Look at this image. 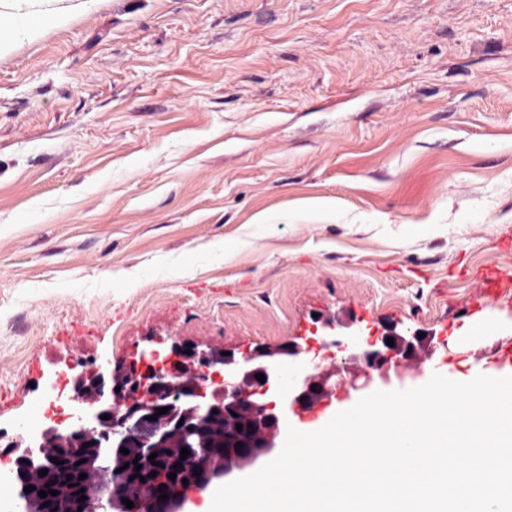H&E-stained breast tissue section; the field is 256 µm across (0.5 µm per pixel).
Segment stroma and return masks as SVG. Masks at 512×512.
Listing matches in <instances>:
<instances>
[{
	"instance_id": "obj_1",
	"label": "stroma",
	"mask_w": 512,
	"mask_h": 512,
	"mask_svg": "<svg viewBox=\"0 0 512 512\" xmlns=\"http://www.w3.org/2000/svg\"><path fill=\"white\" fill-rule=\"evenodd\" d=\"M63 2L0 52V436L54 370L159 340L339 367L299 429L436 373L512 375V305L478 282L512 267V0ZM318 314L431 342L355 389Z\"/></svg>"
}]
</instances>
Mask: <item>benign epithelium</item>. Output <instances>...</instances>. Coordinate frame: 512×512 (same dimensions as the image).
I'll return each mask as SVG.
<instances>
[{"mask_svg":"<svg viewBox=\"0 0 512 512\" xmlns=\"http://www.w3.org/2000/svg\"><path fill=\"white\" fill-rule=\"evenodd\" d=\"M314 334L329 338L331 345L362 362L367 368L363 375L366 383L372 379L371 372H385L400 359L417 357L425 347L418 332L394 324L385 325L383 334L375 340L365 341L354 323L318 316ZM389 338L393 339L391 346L387 344ZM300 352L299 345L288 343L226 355L222 348L201 349L173 341L168 345L161 342L113 368L90 366L86 373L75 375L72 383L74 390L91 396V410L66 429L44 428L38 443L40 448H65L71 454L49 472L43 484L31 492H21V499L32 504L35 512H137L123 503L128 498L130 471L139 464L140 472H149L152 461L148 456L154 452L158 460L180 463L181 449L193 447L192 437L202 422L232 452L224 457L213 454L204 464L190 466L186 472L188 488L207 484L216 474L219 461L225 465L252 462L273 447L285 420L284 410L268 399L271 387H278L282 400L291 401L299 409L312 407L336 390L334 370L323 369L291 380L283 375V366ZM258 374L264 375L265 381L257 380ZM159 407L168 411L159 415ZM104 415L109 419H102ZM153 415L156 419L150 421L148 433L139 439L140 448L134 456H113L106 443L114 439L125 442L143 420ZM238 424L242 425L240 431ZM28 440L29 426L23 423L0 451L13 462L14 477L25 468L24 461L35 455V446ZM93 471L112 473V488L80 502L79 474ZM61 485L70 487L69 495H38L40 490L48 492Z\"/></svg>","mask_w":512,"mask_h":512,"instance_id":"obj_1","label":"benign epithelium"}]
</instances>
